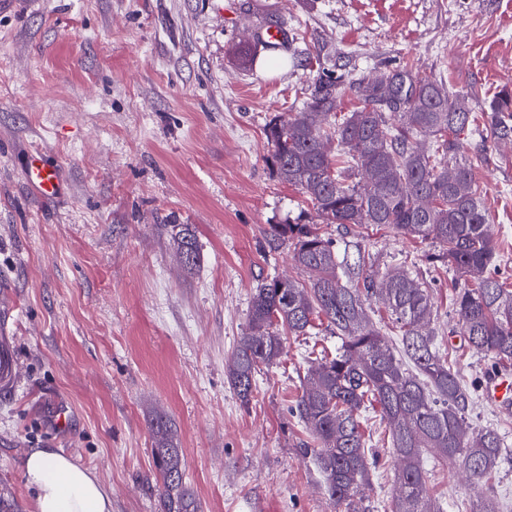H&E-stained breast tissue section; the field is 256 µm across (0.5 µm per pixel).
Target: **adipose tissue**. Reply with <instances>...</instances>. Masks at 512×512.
I'll use <instances>...</instances> for the list:
<instances>
[{
    "mask_svg": "<svg viewBox=\"0 0 512 512\" xmlns=\"http://www.w3.org/2000/svg\"><path fill=\"white\" fill-rule=\"evenodd\" d=\"M22 466L35 492V512H112V493L96 471L69 455L33 448Z\"/></svg>",
    "mask_w": 512,
    "mask_h": 512,
    "instance_id": "1",
    "label": "adipose tissue"
}]
</instances>
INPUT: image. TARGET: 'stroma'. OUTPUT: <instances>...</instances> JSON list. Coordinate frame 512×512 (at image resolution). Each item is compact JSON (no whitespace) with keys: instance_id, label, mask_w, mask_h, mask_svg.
<instances>
[{"instance_id":"1","label":"stroma","mask_w":512,"mask_h":512,"mask_svg":"<svg viewBox=\"0 0 512 512\" xmlns=\"http://www.w3.org/2000/svg\"><path fill=\"white\" fill-rule=\"evenodd\" d=\"M281 44L265 48L267 27ZM412 63L482 111L512 87V0H25L0 13V345L19 378L0 389V500L34 512L21 463L52 448L93 468L112 512H161L151 421L175 431L201 512H336L290 407L313 343L291 336L242 404L225 365L251 295L306 281L274 224H314L272 164L267 127L302 111L319 69L368 76ZM462 154L512 286V144L462 135ZM61 193L27 180L34 154ZM200 252L184 271L171 227ZM349 263L404 267L432 290L433 325L465 383L494 364L453 313L460 288L437 246L389 226L325 224ZM444 512H470L455 462L424 454Z\"/></svg>"}]
</instances>
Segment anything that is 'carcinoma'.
I'll return each mask as SVG.
<instances>
[{
  "instance_id": "obj_1",
  "label": "carcinoma",
  "mask_w": 512,
  "mask_h": 512,
  "mask_svg": "<svg viewBox=\"0 0 512 512\" xmlns=\"http://www.w3.org/2000/svg\"><path fill=\"white\" fill-rule=\"evenodd\" d=\"M347 84L356 82L322 72L307 110L269 125L279 177L303 190L325 224L389 225L434 240L435 258L464 281L453 306L469 347L511 363L512 289L497 277L499 246L488 233L460 135L489 131L496 140H511L512 89L490 98L479 127L464 97L420 77L407 62L368 79L360 106L337 122L332 117ZM270 237L293 241L295 264L313 278H290L283 290L274 277L254 289L248 332L226 371L241 402L249 404L258 372L280 361L286 336H310L323 326L340 344L334 353L308 352V372L290 412L311 437L300 444V454L312 457L336 506L342 512L372 510L362 495L378 462L362 422L372 411L385 423L382 442L398 461L390 512H443L428 496L422 466L428 450L461 462L479 489L471 512H499L482 488L506 449L497 430L467 424L473 392L440 349L429 286L406 270L378 280L340 256L336 241L315 224H274ZM171 239L183 269L194 270L200 256L191 225H172ZM375 297L388 309L397 345L368 314L366 302ZM151 432L162 512H200L172 425L158 417Z\"/></svg>"
}]
</instances>
